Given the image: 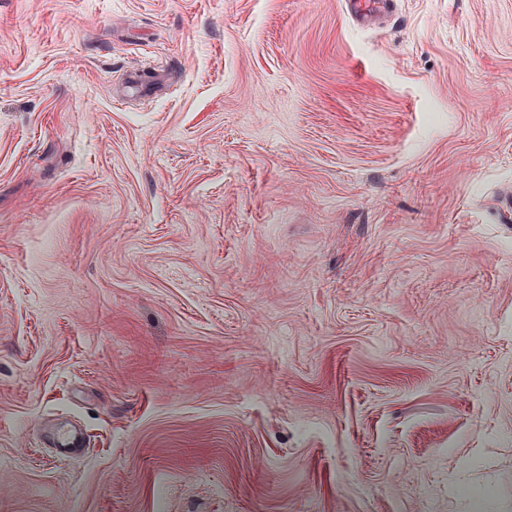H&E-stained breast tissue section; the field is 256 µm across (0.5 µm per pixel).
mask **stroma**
Returning a JSON list of instances; mask_svg holds the SVG:
<instances>
[{"instance_id":"stroma-1","label":"stroma","mask_w":512,"mask_h":512,"mask_svg":"<svg viewBox=\"0 0 512 512\" xmlns=\"http://www.w3.org/2000/svg\"><path fill=\"white\" fill-rule=\"evenodd\" d=\"M395 3L0 0V512H512V0ZM393 0H348V8L357 21L366 22L371 17L388 13ZM50 440L52 446L57 448L58 452L64 456H71L73 450L80 447V443L86 446L83 432L77 426L53 430L50 433Z\"/></svg>"}]
</instances>
